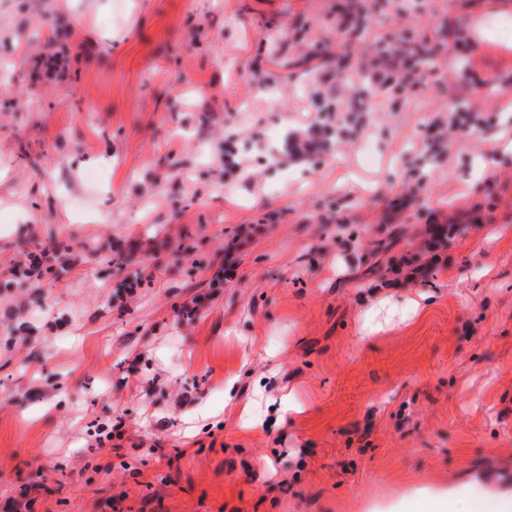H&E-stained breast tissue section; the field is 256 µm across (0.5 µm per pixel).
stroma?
Returning a JSON list of instances; mask_svg holds the SVG:
<instances>
[{"instance_id":"35a3bbf8","label":"stroma","mask_w":512,"mask_h":512,"mask_svg":"<svg viewBox=\"0 0 512 512\" xmlns=\"http://www.w3.org/2000/svg\"><path fill=\"white\" fill-rule=\"evenodd\" d=\"M338 2L0 0V512H512V115L428 149L512 103L438 30L507 75L512 7L365 0L350 59L427 35L438 66L356 114L323 109L368 82ZM57 241L78 266L12 280Z\"/></svg>"}]
</instances>
